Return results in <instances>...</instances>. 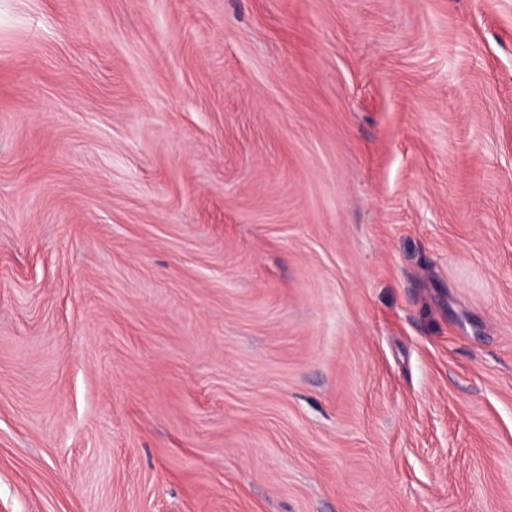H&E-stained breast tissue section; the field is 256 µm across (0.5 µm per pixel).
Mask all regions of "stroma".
Returning a JSON list of instances; mask_svg holds the SVG:
<instances>
[{
  "instance_id": "obj_1",
  "label": "stroma",
  "mask_w": 512,
  "mask_h": 512,
  "mask_svg": "<svg viewBox=\"0 0 512 512\" xmlns=\"http://www.w3.org/2000/svg\"><path fill=\"white\" fill-rule=\"evenodd\" d=\"M0 512H512V0H0Z\"/></svg>"
}]
</instances>
